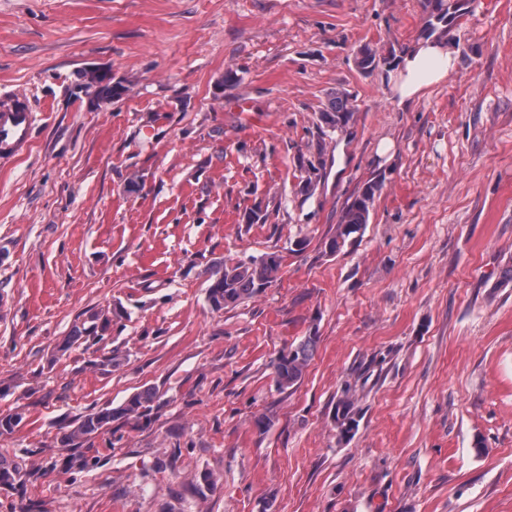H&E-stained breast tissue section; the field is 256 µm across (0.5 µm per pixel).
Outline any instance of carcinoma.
<instances>
[{"label": "carcinoma", "mask_w": 512, "mask_h": 512, "mask_svg": "<svg viewBox=\"0 0 512 512\" xmlns=\"http://www.w3.org/2000/svg\"><path fill=\"white\" fill-rule=\"evenodd\" d=\"M427 10L425 31L431 35L448 22V0H424ZM356 65L365 72L374 70L378 64L377 50L366 44L360 48L355 58ZM355 106L344 93L337 92L329 100L327 109L320 113V122L324 133H341L354 118ZM325 142L317 145L313 158L302 166L303 189L312 191L320 181L325 169ZM379 184L372 183L364 187L342 212L336 235L326 242L329 253L334 254L341 249L347 240L354 238L369 222ZM282 266V257L276 253H267L259 259L248 262L224 260L212 266L207 300L212 310L222 311L234 308L263 293L274 286ZM110 322L102 312L90 315V325L74 334L72 342L98 335V329L106 328ZM317 337L306 336L298 343H292L283 349L272 362L275 381L278 389L285 390L295 385L302 377L304 370L314 357ZM161 403V395L153 387L145 388L130 395L121 404L108 405L76 418L70 429L64 434L62 443L66 447H81L92 442L99 435L112 430V424L121 422L134 427L146 424L151 420L154 410ZM352 401L349 396L340 397L336 403V419L341 431L352 430L355 420L352 415ZM23 472L0 459V488L10 487L22 481Z\"/></svg>", "instance_id": "cac0c4a2"}]
</instances>
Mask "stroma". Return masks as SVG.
<instances>
[{
	"label": "stroma",
	"instance_id": "stroma-1",
	"mask_svg": "<svg viewBox=\"0 0 512 512\" xmlns=\"http://www.w3.org/2000/svg\"><path fill=\"white\" fill-rule=\"evenodd\" d=\"M425 21L422 0H0V90L41 115L0 170V416L23 414L0 458L26 473L0 512H512V0L450 14L454 73L402 105L389 76ZM93 71L125 95L98 102ZM337 91L357 112L307 195ZM271 252L276 285L211 309L215 262ZM100 310L101 341L71 344ZM146 387L150 424L64 449ZM325 139L322 138L320 144H317L316 153L313 155V159L307 160L306 164L302 166L305 175H302L303 189L307 192H311L317 183L320 181L322 171L325 169ZM379 184L372 183L364 187L347 205L336 225V235L326 242L325 247L330 254L341 249L347 240L356 238L365 224H368ZM316 336H305L297 344L284 348L272 362L275 381L279 390L295 385L314 357Z\"/></svg>",
	"mask_w": 512,
	"mask_h": 512
}]
</instances>
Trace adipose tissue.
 I'll list each match as a JSON object with an SVG mask.
<instances>
[{"label": "adipose tissue", "mask_w": 512, "mask_h": 512, "mask_svg": "<svg viewBox=\"0 0 512 512\" xmlns=\"http://www.w3.org/2000/svg\"><path fill=\"white\" fill-rule=\"evenodd\" d=\"M455 66L456 51L448 39L421 38L402 56L392 73V90L399 102L415 100L453 74Z\"/></svg>", "instance_id": "ef3b65f1"}]
</instances>
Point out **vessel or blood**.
<instances>
[{"label":"vessel or blood","instance_id":"1","mask_svg":"<svg viewBox=\"0 0 512 512\" xmlns=\"http://www.w3.org/2000/svg\"><path fill=\"white\" fill-rule=\"evenodd\" d=\"M36 122L37 114L26 96L0 94V168L29 152Z\"/></svg>","mask_w":512,"mask_h":512}]
</instances>
